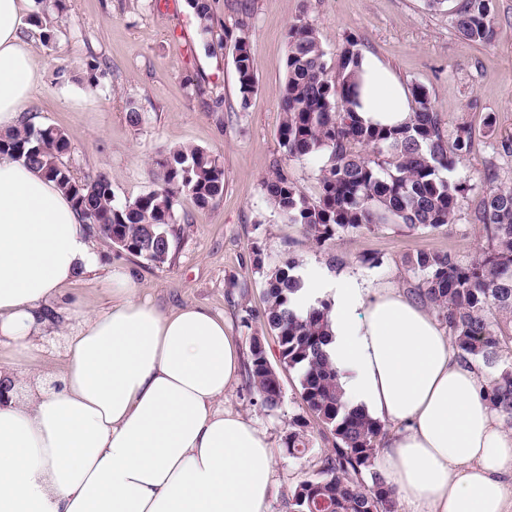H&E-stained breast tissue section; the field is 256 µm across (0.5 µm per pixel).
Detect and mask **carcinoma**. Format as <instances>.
<instances>
[{
	"mask_svg": "<svg viewBox=\"0 0 512 512\" xmlns=\"http://www.w3.org/2000/svg\"><path fill=\"white\" fill-rule=\"evenodd\" d=\"M495 0H464L452 14L453 28L480 45L492 42ZM32 24L44 45L56 36L51 11L64 10L65 0H36ZM208 48H224L233 40L240 105L248 107L256 90L254 58L248 38L215 26L209 0H189ZM285 83L280 146L289 158L325 155L318 197L309 198L282 168L262 184L274 208L300 227L311 246L324 249L351 233L388 224L409 230H438L454 223L459 197L467 181L441 176L469 151V131L460 127L448 141L441 121L421 86L411 90L415 103L411 124L401 128L365 127L350 108L360 55L359 43L345 39L336 53V72L329 70L321 37L312 26L295 22L285 35ZM87 85L107 79V68L95 57L85 62ZM71 152L65 134L51 126L24 125L0 135V154H10L54 180L84 218L89 232L155 264L168 262L178 237L176 211L182 196L205 207L224 192V168L207 151L179 147L155 160L157 188L122 204L103 172L75 178L63 161ZM480 221L486 245L479 258L464 261L451 252L420 250L406 258L416 278L411 295L428 306L451 333L466 360L489 370L487 399L512 428V188H492L482 198ZM294 257L267 269L254 251L252 274L264 285L263 309L245 308L241 324L262 334L250 335L244 387L262 407L276 409L282 400V373L297 375L306 413L334 438L322 451L319 467L288 495V512H397L393 489L376 467L386 434L378 419L350 406L343 398L338 371L324 346L329 302L308 309L294 305L301 279ZM276 338L280 366L266 355L265 335ZM311 441L308 423L297 418L285 437L293 456H305Z\"/></svg>",
	"mask_w": 512,
	"mask_h": 512,
	"instance_id": "obj_1",
	"label": "carcinoma"
}]
</instances>
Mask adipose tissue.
Listing matches in <instances>:
<instances>
[{"mask_svg":"<svg viewBox=\"0 0 512 512\" xmlns=\"http://www.w3.org/2000/svg\"><path fill=\"white\" fill-rule=\"evenodd\" d=\"M28 0H0V132L19 126L41 78L23 34ZM354 110L397 127L412 97L374 55L357 64ZM83 217L54 181L0 155V512H267L276 450L225 407L243 356L202 306L164 312L124 267L111 303L89 308L62 288L95 270ZM330 303L327 351L345 399L387 423L377 464L409 512H512V431L483 398L488 377L461 361L426 307L354 273H310L300 308ZM75 324L60 387L18 378L52 328Z\"/></svg>","mask_w":512,"mask_h":512,"instance_id":"ef3b65f1","label":"adipose tissue"}]
</instances>
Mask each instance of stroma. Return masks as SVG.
Instances as JSON below:
<instances>
[{"label":"stroma","mask_w":512,"mask_h":512,"mask_svg":"<svg viewBox=\"0 0 512 512\" xmlns=\"http://www.w3.org/2000/svg\"><path fill=\"white\" fill-rule=\"evenodd\" d=\"M459 0L441 9L426 0H210L216 25L243 30L254 57L257 90L249 107L239 102L233 48L208 54L196 40V17L188 0H66L54 18L56 39L44 45L38 28L26 29L43 65L42 80L27 106L35 127L60 129L71 143L65 162L74 177L105 172L116 201L134 199L156 184L151 174L158 152L190 145L216 157L224 168V193L206 207L184 201L178 208L181 234L162 265L90 236L104 269L78 276L65 293L92 307L108 304L106 268H129L144 296L164 310L190 305L223 316L240 348L250 333L241 326L245 308H260L263 287L251 273L253 248L268 267L293 256L301 273L345 269L375 284L413 287L406 255L421 249L476 258L485 244L480 202L487 189L512 187V0H496V37L478 45L458 34L451 13ZM304 22L323 41L328 65L347 36L375 55L405 86L421 85L442 121L445 135L457 127L471 132L470 151L448 180H469L456 221L440 230L411 231L393 224L350 234L318 251L302 240L298 226L274 209L261 183L281 162L308 197L319 192L322 157L287 159L277 130L285 81L289 24ZM95 57L112 75L98 88L84 80L83 64ZM222 106H215V98ZM141 120L131 123L129 112ZM495 116L487 127V116ZM372 256L376 265L362 263ZM71 332L59 321L46 336V351L29 364L30 376L56 380ZM283 397L272 411L261 408L244 386L224 404L265 430L277 453L268 512H287L290 489L311 473L318 449L330 440L315 437V450L298 459L284 439L295 418L304 416L294 373L282 375Z\"/></svg>","instance_id":"1"}]
</instances>
